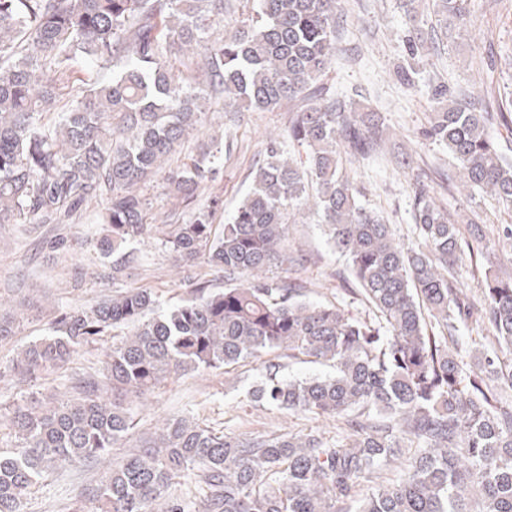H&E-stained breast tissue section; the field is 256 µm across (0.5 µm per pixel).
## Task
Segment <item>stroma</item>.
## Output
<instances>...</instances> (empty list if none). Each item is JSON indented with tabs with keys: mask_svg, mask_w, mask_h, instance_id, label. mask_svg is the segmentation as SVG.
Returning a JSON list of instances; mask_svg holds the SVG:
<instances>
[{
	"mask_svg": "<svg viewBox=\"0 0 512 512\" xmlns=\"http://www.w3.org/2000/svg\"><path fill=\"white\" fill-rule=\"evenodd\" d=\"M347 18L337 42L336 61L326 83L337 96L382 113L387 126L383 148L366 158L344 157V170L359 191L360 202L394 224L404 239L413 236L412 202L417 185H427L451 214L479 212L485 223L512 224V210L504 209L482 194L460 192L452 175V159L446 147L426 141L422 135L433 104L421 89L430 81L464 86L475 81L472 64L489 53L512 51V0H468L467 23L452 42H436L418 65V87L400 83L398 65L406 59V36L417 29L431 39V0H420L416 24H407L403 0H343ZM498 39L488 44L486 28ZM291 114L288 108L274 112L225 111L223 104L208 105L196 130L188 136L171 165L206 150L224 148V163L214 182L202 190L198 207H207L211 196L222 204L212 212L215 231H222L247 190L251 173L262 160L269 137L283 135ZM151 230L125 247L120 272L102 258L97 243L106 233L100 217L108 202L100 200L79 210L69 224H0V312L11 317L15 334L0 342V414H9L17 402L42 393L68 392L74 378L102 373L107 341L80 349L61 369L49 376L24 379L14 374L11 360L24 345L50 335L51 323L61 313L87 305L103 295L126 288H150L162 305L186 298L195 280L214 287L224 285L221 273L204 264H176L162 241L159 226L180 224L189 210L173 206L162 177L147 184ZM290 242L300 249L303 265L288 271V278L307 283L309 299L340 301L346 312L363 315L365 307L347 296L354 282L344 259L327 245L323 229L312 213L297 215L290 227ZM254 372L227 374L223 369L189 371L170 378L163 386L131 405L137 422L136 435H149L170 418L191 415L208 427L243 437L278 434L288 430L331 432V420L308 413L287 414L265 410L250 402L247 389ZM123 449L112 451L120 459ZM97 467L65 465L58 468L28 496L22 512H69L74 500L94 512L95 501L87 491L108 471L110 462Z\"/></svg>",
	"mask_w": 512,
	"mask_h": 512,
	"instance_id": "1",
	"label": "stroma"
}]
</instances>
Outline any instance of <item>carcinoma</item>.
Returning a JSON list of instances; mask_svg holds the SVG:
<instances>
[{"label":"carcinoma","mask_w":512,"mask_h":512,"mask_svg":"<svg viewBox=\"0 0 512 512\" xmlns=\"http://www.w3.org/2000/svg\"><path fill=\"white\" fill-rule=\"evenodd\" d=\"M225 0H0V224L54 221L69 207L108 199L97 244L112 269L120 249L143 237V187L224 100L273 111L296 106L288 144L277 142L220 234L211 212L166 225L178 263L202 260L224 287L194 284L163 310L150 288H130L53 321L11 370L36 377L67 363L109 331L127 333L105 355L104 377L76 394L16 406L0 432V512H22L30 491L63 464L89 465L124 447L136 428L127 399L187 369H234L263 361L252 400L339 422L340 435L288 432L244 438L176 417L142 440L95 489L100 512H512V278L484 272L475 306L456 287L463 254L459 220L423 185L413 196L414 239L365 208L343 174L340 146L367 156L385 140L384 118L352 108L323 77L336 59L341 0H247L248 15L224 28ZM434 28L454 40L467 0H432ZM398 71L416 86L429 50L406 40ZM78 77L71 104L61 85ZM434 103L423 136L448 149L462 186L512 207V161L490 131L507 121L512 97H481L442 81L424 86ZM211 151L168 171L170 194L186 206L212 181ZM314 210L328 243L347 256L364 318L307 299L303 286L255 273L294 261L287 215ZM493 247L512 251V224ZM486 328L493 345L467 360L461 329ZM280 351L328 368L283 376L262 360ZM194 489L175 495L188 478ZM371 483L368 491L361 489Z\"/></svg>","instance_id":"carcinoma-1"}]
</instances>
